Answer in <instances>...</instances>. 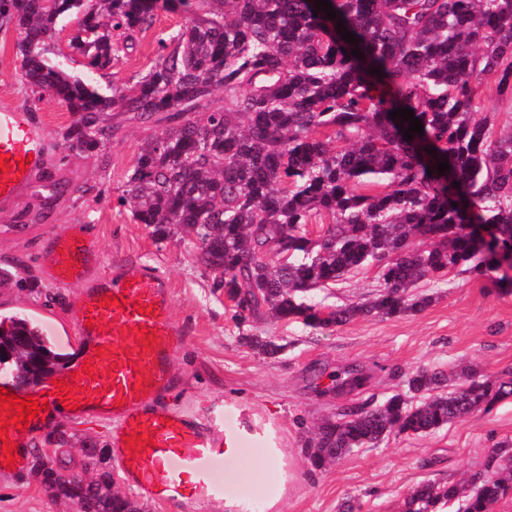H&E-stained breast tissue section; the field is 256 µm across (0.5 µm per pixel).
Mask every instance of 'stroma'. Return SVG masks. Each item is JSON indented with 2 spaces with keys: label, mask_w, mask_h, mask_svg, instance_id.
Wrapping results in <instances>:
<instances>
[{
  "label": "stroma",
  "mask_w": 512,
  "mask_h": 512,
  "mask_svg": "<svg viewBox=\"0 0 512 512\" xmlns=\"http://www.w3.org/2000/svg\"><path fill=\"white\" fill-rule=\"evenodd\" d=\"M181 26L180 15L158 11L154 24L137 34L133 49L111 68L90 74L68 47L76 27L68 18L53 38L52 58L73 73L90 74L103 91L129 87L157 63L160 40L176 35ZM23 37L17 27L0 29V107L26 109L45 133L46 152L28 187L0 205V271L15 277L0 288L1 321L27 316L58 352L78 353L82 338L70 310L83 288L57 286L37 261L42 238L69 224L84 225L99 246L103 263L95 277H111L127 263L166 275L173 289L172 317L188 336L172 357L177 385L163 400L171 411L194 415L204 425L223 415L225 429L238 430V455L214 472L218 485L235 491L238 512H401L418 485L465 482L493 448L512 442L511 397L436 432L393 433L313 469L304 443L314 427L343 406L379 404L407 394L408 378L421 369L457 374L470 365L495 377L512 368V293L496 288L499 271L479 275L459 267L445 281H421L417 294L432 301L417 313L360 318L326 330L295 320L237 324L223 289L213 286V273L198 263L190 237L179 233L156 242L122 203L139 147L148 135L161 132V125L108 112L103 119L113 135L105 146L91 154L67 153L63 137L75 116L64 103L38 97L24 82L17 55ZM379 287V271L369 265L332 287L313 290L311 297L332 310L368 301ZM249 336L272 339L283 350L262 354L246 344ZM353 369L366 374L365 386L354 392L337 389V379ZM61 431L70 438L60 455L66 465L80 468L83 446L94 442L108 449V466L120 475L111 452L115 422L65 419L28 436L22 474L0 470V512H76L72 502L51 497L35 474L39 454L53 451ZM269 453L279 455V472L262 466Z\"/></svg>",
  "instance_id": "obj_1"
}]
</instances>
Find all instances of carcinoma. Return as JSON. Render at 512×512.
Masks as SVG:
<instances>
[{
	"label": "carcinoma",
	"instance_id": "carcinoma-1",
	"mask_svg": "<svg viewBox=\"0 0 512 512\" xmlns=\"http://www.w3.org/2000/svg\"><path fill=\"white\" fill-rule=\"evenodd\" d=\"M330 2L334 19L315 0H0V28L25 30L17 45L25 81L78 115L64 150L103 146L112 128L101 113L116 105L140 122L167 123L142 143L128 175L134 219L159 242L191 234L198 262L220 275L216 286L235 301L240 319L328 329L421 311L431 298L409 295L421 280L462 266L481 272L496 253L512 254V135H494L475 92L493 77L498 95L512 99V0ZM160 9L181 15L183 26L132 87L107 95L48 57L57 22L74 15L70 47L88 70L107 69ZM346 30L359 42L344 41ZM357 48L361 59L352 55ZM220 89L224 104L217 106ZM403 108L424 128L410 140L409 122L390 117ZM196 112L204 118L191 119ZM445 161L450 169L440 174L437 163ZM365 184L385 190L360 191ZM317 218L328 225L312 239L306 226ZM470 224L492 226L491 239ZM415 237L428 247L413 246ZM366 265L379 270L373 300L327 314L306 300L305 293ZM245 340L265 355L282 350L259 336ZM3 360L27 385L63 366L24 319L0 327ZM459 378L441 393L444 372L421 370L407 380L423 395L420 403L397 394L326 418L305 442L309 464L322 469L393 432H434L512 396V372L489 379L469 369ZM82 453L84 471H97L93 479L67 471L57 457L38 459L50 495L78 512H146L113 489L104 449L87 444ZM508 497L512 443L503 442L468 484L424 482L402 512L455 502L457 512H492Z\"/></svg>",
	"mask_w": 512,
	"mask_h": 512
}]
</instances>
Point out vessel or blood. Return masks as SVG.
Returning a JSON list of instances; mask_svg holds the SVG:
<instances>
[{"instance_id":"1","label":"vessel or blood","mask_w":512,"mask_h":512,"mask_svg":"<svg viewBox=\"0 0 512 512\" xmlns=\"http://www.w3.org/2000/svg\"><path fill=\"white\" fill-rule=\"evenodd\" d=\"M44 152V133L30 115L1 108L0 154L8 169L0 171V203L11 202L27 185ZM99 263L96 246L80 227L43 241L39 264L47 277L60 286L85 287L72 313L85 343L58 378L21 387L11 376L0 377L1 389L40 405L36 417L6 428L16 467L26 460V435L66 418L112 419L121 427L115 444L122 473L140 494L181 504L220 496L212 473L228 457L223 431L159 403L172 384V355L187 336L171 316L170 281L145 266L126 265L110 281L87 285ZM147 335L152 345H144ZM142 434L147 443L133 449L128 437Z\"/></svg>"}]
</instances>
